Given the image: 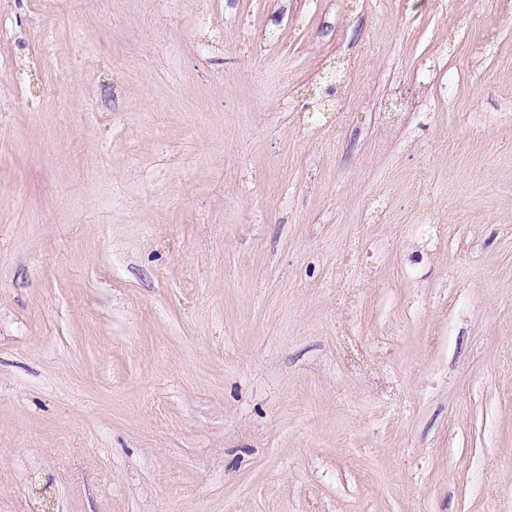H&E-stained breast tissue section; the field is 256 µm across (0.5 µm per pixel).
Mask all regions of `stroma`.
<instances>
[{"label":"stroma","mask_w":512,"mask_h":512,"mask_svg":"<svg viewBox=\"0 0 512 512\" xmlns=\"http://www.w3.org/2000/svg\"><path fill=\"white\" fill-rule=\"evenodd\" d=\"M0 512H512L500 0H0Z\"/></svg>","instance_id":"stroma-1"}]
</instances>
